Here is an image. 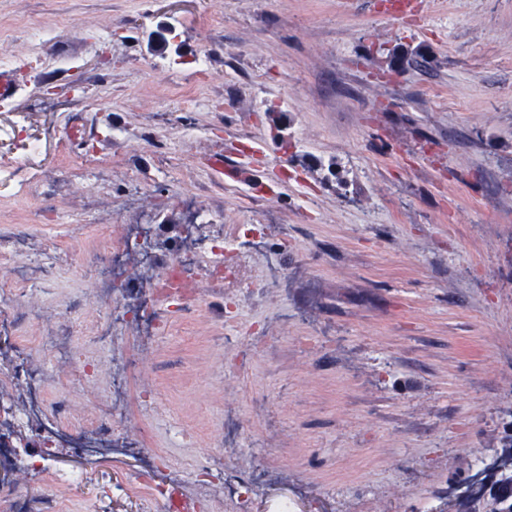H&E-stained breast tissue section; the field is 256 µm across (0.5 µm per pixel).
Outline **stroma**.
<instances>
[{
    "label": "stroma",
    "mask_w": 512,
    "mask_h": 512,
    "mask_svg": "<svg viewBox=\"0 0 512 512\" xmlns=\"http://www.w3.org/2000/svg\"><path fill=\"white\" fill-rule=\"evenodd\" d=\"M377 0H0V67L23 89L0 104V283L40 259L25 306L0 296V327L76 318L71 360L29 344L71 420L107 417L143 448L85 460L57 446L17 464L0 494L16 512H448V492L487 457L512 410V0H423L393 21ZM166 23L171 53L146 50ZM425 59L385 75L384 42ZM288 134L252 162L261 188L219 183L205 159ZM81 122L91 135L71 140ZM41 149L30 154L28 140ZM339 168L349 183L339 195ZM194 194L207 238L236 248L245 279L167 309V333L130 329L88 346L112 318L93 274L128 225L183 216ZM268 225L265 248L243 227ZM233 319H225V310ZM238 439L224 441L225 407ZM209 477H202L201 467Z\"/></svg>",
    "instance_id": "1"
}]
</instances>
